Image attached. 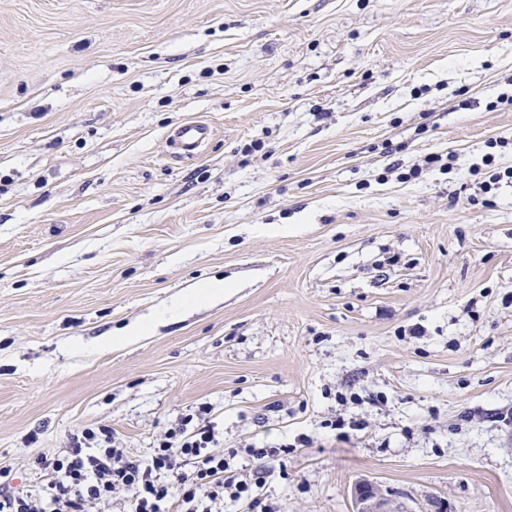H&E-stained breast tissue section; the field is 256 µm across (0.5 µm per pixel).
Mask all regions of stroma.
Wrapping results in <instances>:
<instances>
[{"label": "stroma", "mask_w": 512, "mask_h": 512, "mask_svg": "<svg viewBox=\"0 0 512 512\" xmlns=\"http://www.w3.org/2000/svg\"><path fill=\"white\" fill-rule=\"evenodd\" d=\"M501 94L512 0H0L14 487L78 428L143 456L205 403L232 467L289 442L279 512H353L360 482L512 512V184L471 174L512 166ZM190 118L215 134L173 158ZM432 153L450 172L402 180Z\"/></svg>", "instance_id": "1"}]
</instances>
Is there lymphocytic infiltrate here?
I'll use <instances>...</instances> for the list:
<instances>
[{
    "mask_svg": "<svg viewBox=\"0 0 512 512\" xmlns=\"http://www.w3.org/2000/svg\"><path fill=\"white\" fill-rule=\"evenodd\" d=\"M210 412L199 405L156 437L145 457L116 446L109 426L82 428L61 454L36 458L35 491H17L10 470L0 468V512H101L117 496L122 512H224L225 501L242 499L274 512L254 495L270 450L250 448L252 467L231 468Z\"/></svg>",
    "mask_w": 512,
    "mask_h": 512,
    "instance_id": "1",
    "label": "lymphocytic infiltrate"
}]
</instances>
